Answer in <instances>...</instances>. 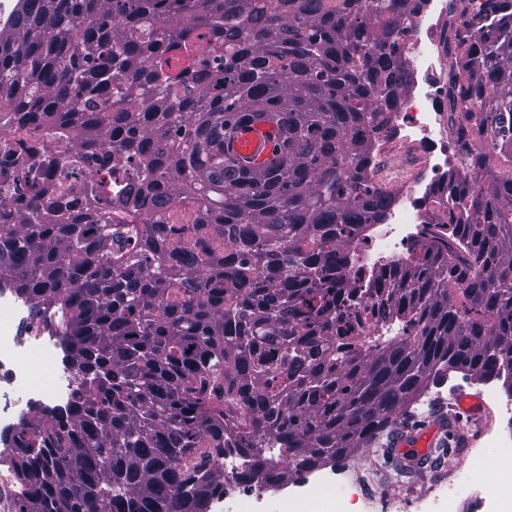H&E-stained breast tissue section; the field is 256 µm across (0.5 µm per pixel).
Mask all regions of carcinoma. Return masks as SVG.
<instances>
[{
    "label": "carcinoma",
    "mask_w": 512,
    "mask_h": 512,
    "mask_svg": "<svg viewBox=\"0 0 512 512\" xmlns=\"http://www.w3.org/2000/svg\"><path fill=\"white\" fill-rule=\"evenodd\" d=\"M403 2L17 0L0 97L83 137L61 185L89 158L104 180L95 208L62 211L31 162L27 216L0 224V288L60 315L77 377L67 405L8 429L13 512H209L226 448L247 482L282 487L366 447L450 369L512 393V0L462 20L452 110L488 139L448 173L450 235L377 275L364 310L406 336L363 352L341 311L343 239L392 204L354 169L409 81ZM245 111L282 132L259 172L224 159ZM114 203L146 222L112 223ZM188 203L222 246L164 222Z\"/></svg>",
    "instance_id": "obj_1"
}]
</instances>
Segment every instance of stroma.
I'll use <instances>...</instances> for the list:
<instances>
[{"label": "stroma", "mask_w": 512, "mask_h": 512, "mask_svg": "<svg viewBox=\"0 0 512 512\" xmlns=\"http://www.w3.org/2000/svg\"><path fill=\"white\" fill-rule=\"evenodd\" d=\"M480 390V385L464 378L462 373H449L444 386L433 385L426 391L428 408L410 404L368 447L335 466L321 468L319 474L349 483L355 467L369 468L373 493L386 499L388 508L383 511L370 507L367 501L357 497L351 503L352 512H447L449 489L468 481L470 473L479 471L482 461L495 454L486 445V435L474 428L473 418H465L456 431L439 439L431 462L418 468L404 464L392 448L391 439L399 428L448 413V398L452 394L460 391L474 394ZM316 475L307 474L305 481H314Z\"/></svg>", "instance_id": "1"}]
</instances>
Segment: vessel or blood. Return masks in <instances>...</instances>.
<instances>
[{"instance_id":"b4317fda","label":"vessel or blood","mask_w":512,"mask_h":512,"mask_svg":"<svg viewBox=\"0 0 512 512\" xmlns=\"http://www.w3.org/2000/svg\"><path fill=\"white\" fill-rule=\"evenodd\" d=\"M281 141L279 129L267 122L250 120L242 116L235 130L224 141V149L234 164L247 168L266 166L274 156V149ZM442 422H431L416 429H407L396 435V451H407L411 463H419L427 448L433 447L439 433L445 432Z\"/></svg>"}]
</instances>
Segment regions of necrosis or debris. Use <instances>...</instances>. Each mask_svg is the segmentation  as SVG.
Here are the masks:
<instances>
[{"label": "necrosis or debris", "instance_id": "necrosis-or-debris-1", "mask_svg": "<svg viewBox=\"0 0 512 512\" xmlns=\"http://www.w3.org/2000/svg\"><path fill=\"white\" fill-rule=\"evenodd\" d=\"M460 15L449 0H406L405 23L397 36L398 49L410 72L409 83L400 90L397 105L384 126L368 130L371 151L360 175L392 198L383 223L368 225L349 247V264L341 276L348 283L370 282L383 269L407 262L413 246L425 231L448 221V52ZM7 105L0 103V140L23 142L39 153L52 146L57 162L70 157L68 142H57L48 128L21 129L11 120ZM93 163H85L70 188H62L46 176V199L69 206L88 207L98 189ZM44 318L34 305L17 298L10 289L0 290V425L19 426L34 408L68 403L77 381L74 371L59 361L56 337L44 332ZM46 362L51 372L49 386L39 385L33 359ZM495 472L501 492L483 497L477 480L459 486L448 495L450 512L458 499H465L475 512H512V465L497 461ZM317 497L320 512H349L352 500L347 485L328 479L315 481L309 494L292 493L285 498L284 512H304L306 496Z\"/></svg>", "mask_w": 512, "mask_h": 512}]
</instances>
